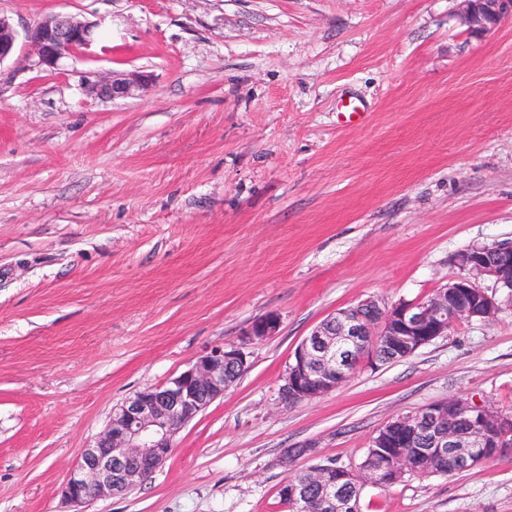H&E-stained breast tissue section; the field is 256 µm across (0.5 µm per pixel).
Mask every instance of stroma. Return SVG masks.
Listing matches in <instances>:
<instances>
[{
	"label": "stroma",
	"mask_w": 512,
	"mask_h": 512,
	"mask_svg": "<svg viewBox=\"0 0 512 512\" xmlns=\"http://www.w3.org/2000/svg\"><path fill=\"white\" fill-rule=\"evenodd\" d=\"M459 0H0L99 41L0 64V512H71L60 488L133 393L213 348L248 368L163 465L88 512H288V469L358 468L401 412L512 413V306L284 405L291 355L336 309L417 301L455 255L512 239V17ZM153 78L86 96L83 72ZM364 104L347 119L342 99ZM276 314L262 341L250 324ZM317 452L283 467L285 449ZM360 512H512V447L450 477L366 486ZM461 18L471 34L494 30L502 19L512 17V0H460ZM279 327V317L275 314H268L252 322L246 336L254 341L264 340L274 336L278 332Z\"/></svg>",
	"instance_id": "35a3bbf8"
}]
</instances>
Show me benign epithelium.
I'll return each instance as SVG.
<instances>
[{"mask_svg":"<svg viewBox=\"0 0 512 512\" xmlns=\"http://www.w3.org/2000/svg\"><path fill=\"white\" fill-rule=\"evenodd\" d=\"M506 17H512V0H462L461 18L472 34H487ZM97 37V24L62 15L46 16L26 32L36 65L47 72L60 70L63 59L88 48ZM16 46L15 28L0 16V64L15 54ZM150 83L144 73H91L83 79L89 96L112 101L131 98ZM454 263L461 274L427 298L390 305L364 299L321 321L295 348L281 401L291 404L324 396L348 378L352 358L375 366L400 361L448 335L461 319L486 322L497 317L502 303L496 295L512 301V240L472 245L457 253ZM482 278L492 280L496 291L481 287ZM279 327V317L268 314L252 322L246 336L264 340ZM247 368L240 347H216L164 384L129 396L113 411L105 430L81 449L61 487L62 497L85 507L143 485L170 455L176 435L223 397ZM381 430L376 448L399 443L420 457H449L463 469L474 464L479 449L489 447L496 435L504 440L500 447L512 446V418L468 399L396 414ZM376 472L382 483L394 481L398 457L384 454ZM308 474L305 483L283 481L280 498L297 512H356L354 490L364 486L362 475L338 471L328 462L311 467Z\"/></svg>","mask_w":512,"mask_h":512,"instance_id":"obj_1","label":"benign epithelium"}]
</instances>
